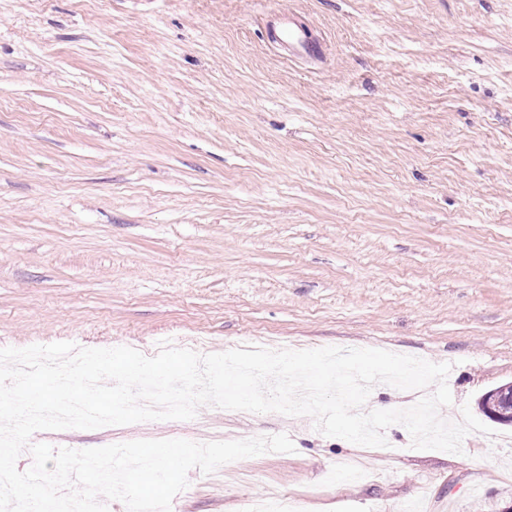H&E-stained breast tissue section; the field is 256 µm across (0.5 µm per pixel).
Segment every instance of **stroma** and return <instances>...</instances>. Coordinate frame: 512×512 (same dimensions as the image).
<instances>
[{"instance_id": "1", "label": "stroma", "mask_w": 512, "mask_h": 512, "mask_svg": "<svg viewBox=\"0 0 512 512\" xmlns=\"http://www.w3.org/2000/svg\"><path fill=\"white\" fill-rule=\"evenodd\" d=\"M315 56L267 37L282 13ZM374 348L512 382V0H0V348ZM284 433L175 512H503L512 426L397 455L201 407L35 443Z\"/></svg>"}]
</instances>
